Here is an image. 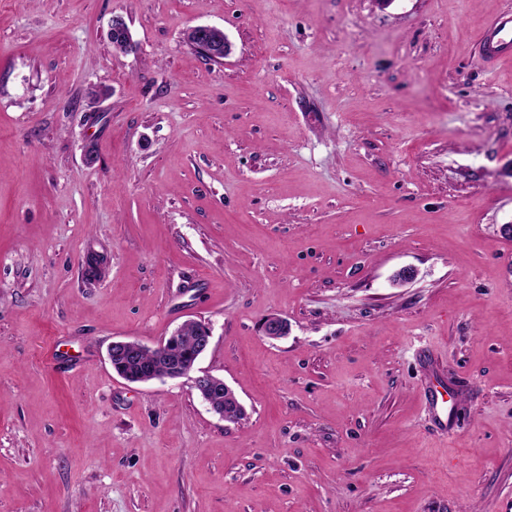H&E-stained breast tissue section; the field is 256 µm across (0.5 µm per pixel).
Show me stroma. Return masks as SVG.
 Segmentation results:
<instances>
[{
  "instance_id": "35a3bbf8",
  "label": "stroma",
  "mask_w": 512,
  "mask_h": 512,
  "mask_svg": "<svg viewBox=\"0 0 512 512\" xmlns=\"http://www.w3.org/2000/svg\"><path fill=\"white\" fill-rule=\"evenodd\" d=\"M504 10L0 0V512H512ZM187 319L238 423L108 361ZM476 46L482 48L486 61L495 64L512 57V13H505L483 27ZM200 45L197 49L208 60L222 63L231 52V45L223 29L209 25L195 26Z\"/></svg>"
}]
</instances>
